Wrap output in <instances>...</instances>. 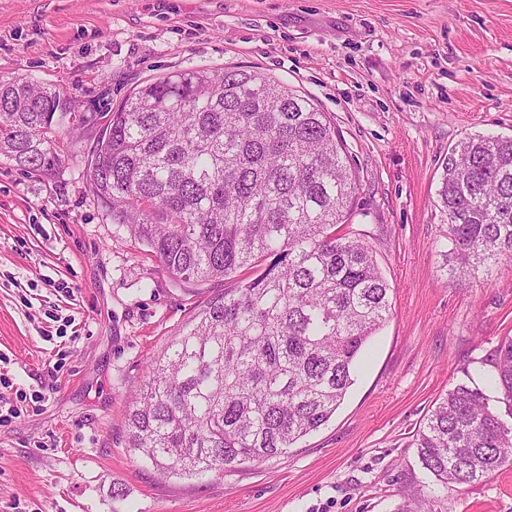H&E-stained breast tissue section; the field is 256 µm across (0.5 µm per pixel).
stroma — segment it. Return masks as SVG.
I'll list each match as a JSON object with an SVG mask.
<instances>
[{
	"label": "stroma",
	"mask_w": 512,
	"mask_h": 512,
	"mask_svg": "<svg viewBox=\"0 0 512 512\" xmlns=\"http://www.w3.org/2000/svg\"><path fill=\"white\" fill-rule=\"evenodd\" d=\"M253 66L327 112L360 172L352 217L390 318L331 419L288 452L166 476L127 443L146 364L227 280H181L90 189L84 128L50 174L0 159V373L46 399L0 426V512H512V464L456 493L409 442L433 403L512 336V258L447 279L444 163L512 136V0H0V75L104 112L142 82ZM66 283L72 299H60Z\"/></svg>",
	"instance_id": "stroma-1"
}]
</instances>
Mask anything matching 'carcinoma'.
Instances as JSON below:
<instances>
[{
	"label": "carcinoma",
	"instance_id": "obj_1",
	"mask_svg": "<svg viewBox=\"0 0 512 512\" xmlns=\"http://www.w3.org/2000/svg\"><path fill=\"white\" fill-rule=\"evenodd\" d=\"M95 123L60 91L0 75V156L21 169L54 171L64 141ZM87 166L112 223L167 273L236 279L147 365L128 447L163 474L222 473L328 422L390 306L367 234L338 231L361 180L327 114L258 70L176 71L109 109ZM439 199L449 277L512 256V137L459 142ZM489 365L504 408L461 382L410 444L446 489L512 458V337Z\"/></svg>",
	"mask_w": 512,
	"mask_h": 512
}]
</instances>
